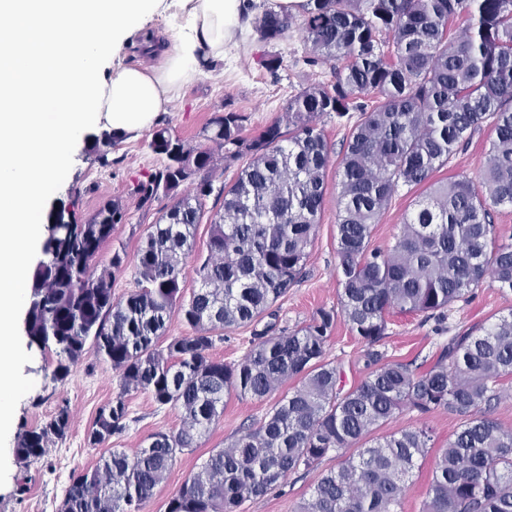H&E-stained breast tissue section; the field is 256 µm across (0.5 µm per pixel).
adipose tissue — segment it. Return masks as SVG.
<instances>
[{"label":"adipose tissue","mask_w":512,"mask_h":512,"mask_svg":"<svg viewBox=\"0 0 512 512\" xmlns=\"http://www.w3.org/2000/svg\"><path fill=\"white\" fill-rule=\"evenodd\" d=\"M165 0H0V431L10 429L21 350L16 313L43 231V201L92 127L148 129L203 63L223 57L245 0H176L185 22L154 69L103 72Z\"/></svg>","instance_id":"ef3b65f1"}]
</instances>
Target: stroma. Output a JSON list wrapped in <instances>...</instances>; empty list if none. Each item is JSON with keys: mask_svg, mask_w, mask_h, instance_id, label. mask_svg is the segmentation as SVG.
I'll list each match as a JSON object with an SVG mask.
<instances>
[{"mask_svg": "<svg viewBox=\"0 0 512 512\" xmlns=\"http://www.w3.org/2000/svg\"><path fill=\"white\" fill-rule=\"evenodd\" d=\"M251 2L250 22L238 32L235 43L226 47L223 58L214 60L212 68L202 70L194 82L182 89L168 111L158 115L157 125L169 126L181 138L201 146L205 143L201 130L209 119L231 110L246 115V132L255 135L278 117L289 95L312 82L330 79L328 65L293 66V58L308 51L301 28H293L276 42H261L252 19L259 15V7L265 0ZM267 53L280 54L289 63L279 78H272L261 64L262 56ZM490 136V128H483L465 150L435 173V180L455 175L477 176L485 160ZM150 139L151 133L147 130L126 137L100 160L86 156L84 145H77L68 172L52 190V199L62 200L80 222L88 219L105 202L124 199L126 220L116 226L111 240L92 260L94 273L109 269L115 249H124L128 256H135L143 229L154 223L159 212L172 203L171 198L162 196L151 209L144 210L129 195L131 185L144 179L161 162L148 147ZM338 192L339 178L329 174L324 210L303 276L275 305L277 329L288 330L308 323L319 308H328L338 302ZM419 198V192L399 190L374 226L372 246L384 249L393 244L401 224L415 209ZM511 308V293L486 285L474 290L466 300L452 304L440 322L421 315L395 313L389 317L387 334L379 349L386 361L410 362L425 369L434 363L452 336L472 327L489 326ZM15 339L23 347L17 369L20 388L14 403L12 425L8 432L0 434V512H58L71 473L93 468L98 461L100 453L87 447L85 435L98 409L115 396L118 377L109 364L89 357L74 367L65 383L51 385L50 374L56 360L53 351L27 348V338L21 331ZM363 349V344L348 325L337 322L328 342L327 358L340 366L344 389L353 388L368 373ZM273 403L270 397L263 400L226 398L222 416L199 441L197 448L178 455L154 496L145 502L142 512H165L169 499L199 471L209 453L227 446L245 428L257 426ZM62 404L68 405L71 413L66 439L52 447L44 459L29 467H20L14 456L19 432L44 423ZM128 405L130 421L122 436L113 439V447L131 451L145 445L151 434L169 432L181 425L180 409L157 408L147 392H131ZM421 426L432 430L435 453L447 447L449 439L459 429L460 421L443 411L427 415L406 411L375 428L367 441L372 444L389 433ZM434 453L420 461L410 473L398 512H421L434 468ZM339 465V458L331 455L317 470L292 472L266 495L245 502L240 512H298L300 505L311 497L320 474Z\"/></svg>", "mask_w": 512, "mask_h": 512, "instance_id": "stroma-1", "label": "stroma"}]
</instances>
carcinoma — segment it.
Segmentation results:
<instances>
[{
  "label": "carcinoma",
  "instance_id": "1",
  "mask_svg": "<svg viewBox=\"0 0 512 512\" xmlns=\"http://www.w3.org/2000/svg\"><path fill=\"white\" fill-rule=\"evenodd\" d=\"M285 10L264 9L255 29L266 43L293 28ZM305 63L330 67L288 98L257 135L247 117L212 118L204 140L224 163L247 158L234 180L214 187V156L167 127L148 147L161 165L130 195L141 208L159 196L173 204L140 235L137 289L113 301L110 276L90 263L123 223L121 199L80 224L66 207L49 211L44 259L30 273L41 301L28 307V344L54 350V384L65 382L93 353L118 373L119 389L86 434L91 449L127 428L132 391L157 407H178L177 431L157 432L129 453L110 448L91 470L73 471L59 512H141L174 465L197 447L224 413V398L262 400L290 381L259 424L212 451L167 504L166 512H239L303 468L343 455L403 411L444 410L461 426L436 457L422 512H512V429L488 416L500 381L512 376V308L489 327L449 339L435 363L384 362L377 349L393 312L437 316L486 283L512 293V243L499 241L491 210L512 206V0H307ZM359 113L338 166L336 218L338 306L305 325L255 334L239 361L211 355L218 335L253 324L299 282L324 209L333 148L323 129L331 114ZM493 137L478 179L429 183L484 124ZM123 135L89 137L88 152L105 156ZM190 182L188 194L179 188ZM428 186L393 245L371 246L372 230L399 189ZM223 198L210 219L207 254L198 257L197 290L184 296L183 260L193 251L204 201ZM180 318L189 332L165 336ZM364 343L367 377L351 390L326 359L338 318ZM63 405L42 426L18 436L23 467L43 458L70 427ZM427 427L402 429L321 474L300 512H393L404 482L429 454Z\"/></svg>",
  "mask_w": 512,
  "mask_h": 512
}]
</instances>
